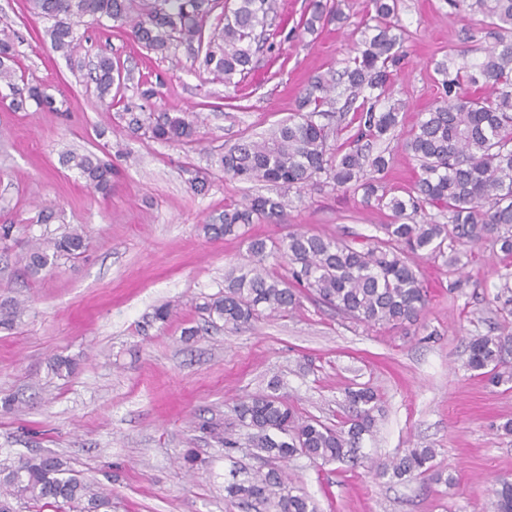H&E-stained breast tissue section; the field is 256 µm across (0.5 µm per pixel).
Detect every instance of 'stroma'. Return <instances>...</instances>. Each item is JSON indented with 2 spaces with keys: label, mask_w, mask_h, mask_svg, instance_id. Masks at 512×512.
<instances>
[{
  "label": "stroma",
  "mask_w": 512,
  "mask_h": 512,
  "mask_svg": "<svg viewBox=\"0 0 512 512\" xmlns=\"http://www.w3.org/2000/svg\"><path fill=\"white\" fill-rule=\"evenodd\" d=\"M278 3L255 69L228 87L185 52L148 51L109 21L79 26L62 55L45 34L47 20L30 15L25 0H0V26L16 33L18 67L56 99L52 111L0 102V224L14 227L0 249V300L27 303L13 329H0V399L14 397L18 406L0 411V449L62 455L111 492L112 512H239L225 500L224 483L232 470L260 461L246 444L225 454L199 423L234 427L233 405L276 379L301 413L336 424L348 414L347 391L365 385L380 410L360 444L363 464L320 467L300 458L288 465L319 512H491L496 480H512V435L502 429L512 419V382L493 384L466 365L471 339L512 336V293L503 289L512 258L491 242L467 248L457 266L418 259L427 304L406 327L355 323L307 301L229 333L206 326L199 310L223 291L228 270L248 261L241 239L205 234L207 217L278 192L226 178L216 157L287 122L312 77L342 69L368 0H342L343 22L307 34L299 24L312 0ZM398 18L406 58L390 93L405 109L385 182L399 193L419 171L401 142L440 95L434 61L448 54L479 61L497 33L481 16L455 19L449 0H399ZM102 52L124 77L111 107L75 73ZM149 87L155 94L146 101L141 92ZM138 107L198 113L196 142L130 132L126 111ZM70 150L111 160V195L62 164ZM199 172L208 175L202 192L192 186ZM43 201L55 213L48 222ZM388 221L361 193L317 184L294 199L287 223L250 232L276 240L301 229L367 244ZM74 226L85 238L79 259L36 276L17 264L31 240ZM167 302L176 308L172 318L148 324ZM191 327L199 334L184 341ZM56 356L74 359V374L54 375ZM407 448L435 449L442 480L401 481L366 466ZM189 450L199 459L193 470L183 462Z\"/></svg>",
  "instance_id": "35a3bbf8"
}]
</instances>
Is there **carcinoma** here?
Returning <instances> with one entry per match:
<instances>
[{
  "mask_svg": "<svg viewBox=\"0 0 512 512\" xmlns=\"http://www.w3.org/2000/svg\"><path fill=\"white\" fill-rule=\"evenodd\" d=\"M224 13V27L204 40L206 19L214 0H27V10L51 22L46 30L52 47L64 54L76 40L85 17L130 27L142 47L169 53L184 48L225 84L250 71L260 46L254 31L277 17V0H234ZM462 21L479 14L498 30V38L476 63L448 57L436 64L441 96L420 113L403 149L419 161L412 187L399 195L388 191L383 178L394 156L369 151L370 144L388 140L399 124L403 105L387 104L388 91L403 52L398 24V0H370L373 14L360 23L356 53L336 75L316 77L299 101V114L269 136L244 138L217 158L224 175L242 182L271 183L285 191H301L323 177L336 188L362 191L366 203L389 211L381 225L384 238L358 247L344 239L308 231L290 232L279 240L247 235L246 227L264 221L282 224L288 200L255 195L224 206L204 224L212 238L234 236L247 244L250 265L230 273L224 291L202 304L207 322H223L237 332L275 314H289L302 299L318 300L348 319L368 325L403 327L417 323L427 290L411 256L448 259V244L476 245L492 238L499 251L512 257V0H450ZM343 19L339 5L314 3L302 28L313 33ZM14 37L0 29V86L8 89L10 104L22 109L56 103L47 87L25 81L17 73ZM101 101L112 96L116 82L112 58L99 55L87 73ZM346 84L352 97L338 112L321 110ZM354 129L337 149L327 141L329 119ZM154 140L194 142L196 122L191 112H165L145 128ZM62 163L78 171L87 186L112 193V164L95 154L62 156ZM434 209L431 214L427 209ZM84 236L73 229L34 243L20 261L33 275L63 257L83 253ZM285 261L286 274L269 262ZM20 315L18 303L0 301V328L12 329ZM506 342L480 336L469 343L467 365L492 383L511 382L512 368L503 359ZM272 392L252 395L233 406L238 425L251 430L249 443L268 468L244 472L224 486L225 498L241 507L260 504L270 512H318L315 501L295 485L279 466L295 456L326 465L357 457L363 437L372 432L378 396L369 387L351 389V409L340 427L300 413L286 398ZM433 448H411L384 466L382 474L423 478L433 471ZM112 512V497L86 482L63 457L35 453L18 462L0 459V512ZM492 512H512V481L498 480Z\"/></svg>",
  "mask_w": 512,
  "mask_h": 512,
  "instance_id": "obj_1",
  "label": "carcinoma"
}]
</instances>
